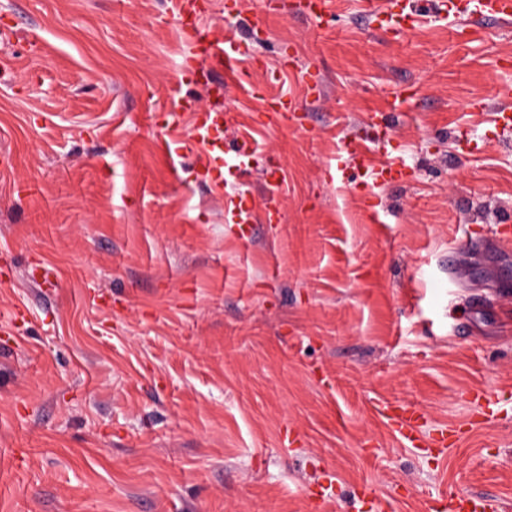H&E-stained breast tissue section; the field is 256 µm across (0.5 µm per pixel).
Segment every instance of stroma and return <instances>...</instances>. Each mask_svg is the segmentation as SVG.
<instances>
[{"label": "stroma", "mask_w": 512, "mask_h": 512, "mask_svg": "<svg viewBox=\"0 0 512 512\" xmlns=\"http://www.w3.org/2000/svg\"><path fill=\"white\" fill-rule=\"evenodd\" d=\"M166 8L0 0V512H429L446 487L512 512V131L493 122L512 22L432 16L399 38L365 0L324 24L296 0H213L209 26L259 62L212 76L228 142L257 146L226 187L258 214L240 236L187 127L165 147L160 114L209 103ZM282 51L299 128L258 126L246 90ZM377 112L406 181L332 179L342 139L380 159ZM396 401L426 436L459 430L446 457L398 439Z\"/></svg>", "instance_id": "35a3bbf8"}]
</instances>
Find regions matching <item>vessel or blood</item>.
I'll use <instances>...</instances> for the list:
<instances>
[{
  "mask_svg": "<svg viewBox=\"0 0 512 512\" xmlns=\"http://www.w3.org/2000/svg\"><path fill=\"white\" fill-rule=\"evenodd\" d=\"M212 12L211 0H169L168 16L178 24L181 32L190 39L192 49L184 58L181 71L184 79L199 87L209 85L213 62H220L227 70H237L242 54L241 43L232 30L214 31L207 27L206 20ZM448 13L452 16L480 14L503 21L512 20V0H383L373 17L379 28H394L408 34L420 22L431 15ZM265 115L275 121L286 119L296 123L301 119L299 103L292 95L281 93L265 97ZM178 110L188 117V137L191 144L205 156L204 176L216 192L224 190L225 174L238 172L240 166L248 164L255 149L247 137L237 143V163H229L228 146L224 132L230 118L221 105L199 110L194 99L180 100ZM383 158L378 163H369L363 147L352 140L344 141L336 158L337 179H345L348 171L362 173L373 183L383 184L403 179L407 166L400 150L391 140H381ZM226 223L237 226L240 231L254 224L255 215L248 196L237 195L224 203ZM381 411L401 440L414 448L426 446L427 439L421 431L423 416L409 405L390 403Z\"/></svg>",
  "mask_w": 512,
  "mask_h": 512,
  "instance_id": "obj_1",
  "label": "vessel or blood"
}]
</instances>
